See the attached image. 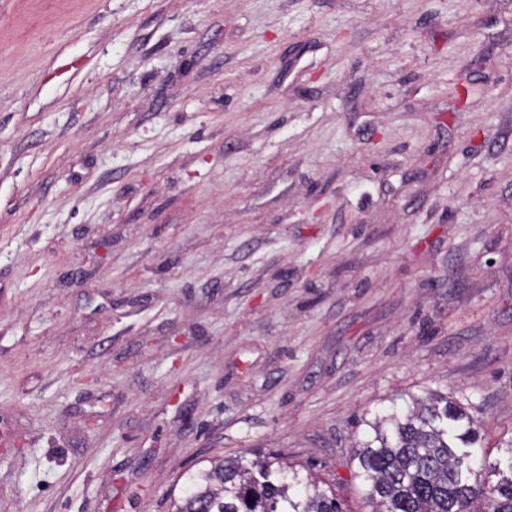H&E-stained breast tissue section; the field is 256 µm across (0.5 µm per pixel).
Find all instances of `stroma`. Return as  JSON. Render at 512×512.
Listing matches in <instances>:
<instances>
[{"instance_id":"1","label":"stroma","mask_w":512,"mask_h":512,"mask_svg":"<svg viewBox=\"0 0 512 512\" xmlns=\"http://www.w3.org/2000/svg\"><path fill=\"white\" fill-rule=\"evenodd\" d=\"M425 390L502 456L512 0H0V512L246 452L371 512Z\"/></svg>"}]
</instances>
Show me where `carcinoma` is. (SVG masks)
I'll use <instances>...</instances> for the list:
<instances>
[{
    "mask_svg": "<svg viewBox=\"0 0 512 512\" xmlns=\"http://www.w3.org/2000/svg\"><path fill=\"white\" fill-rule=\"evenodd\" d=\"M353 448L372 512H512V439L493 463L475 421L447 398L412 395L364 421ZM499 476L491 485L484 475ZM172 512H341L336 495L265 459L221 458L189 476Z\"/></svg>",
    "mask_w": 512,
    "mask_h": 512,
    "instance_id": "obj_1",
    "label": "carcinoma"
}]
</instances>
